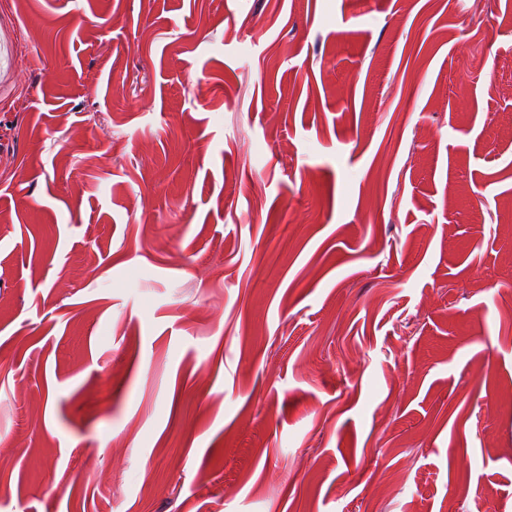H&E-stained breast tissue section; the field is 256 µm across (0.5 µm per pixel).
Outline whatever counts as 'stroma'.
<instances>
[{"mask_svg":"<svg viewBox=\"0 0 512 512\" xmlns=\"http://www.w3.org/2000/svg\"><path fill=\"white\" fill-rule=\"evenodd\" d=\"M0 512H512V0H0Z\"/></svg>","mask_w":512,"mask_h":512,"instance_id":"35a3bbf8","label":"stroma"}]
</instances>
